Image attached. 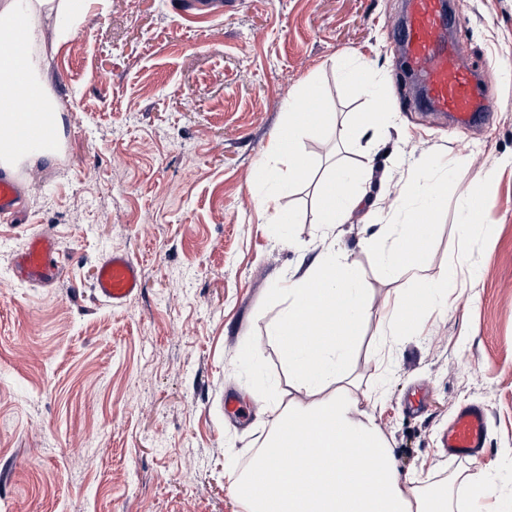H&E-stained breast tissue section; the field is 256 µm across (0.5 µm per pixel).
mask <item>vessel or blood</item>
Returning a JSON list of instances; mask_svg holds the SVG:
<instances>
[{
  "label": "vessel or blood",
  "mask_w": 512,
  "mask_h": 512,
  "mask_svg": "<svg viewBox=\"0 0 512 512\" xmlns=\"http://www.w3.org/2000/svg\"><path fill=\"white\" fill-rule=\"evenodd\" d=\"M407 19L398 36L406 66L421 79L426 99L433 110L449 115L460 126L472 123L489 97L486 84L461 63L462 50L447 30L453 22L445 0H406ZM55 128L47 124L27 127L16 133V150L54 142ZM24 188L18 178L0 169V218L19 219L23 212ZM65 256L55 237L33 233L13 259L15 277L23 283L49 287L61 277ZM93 292L105 302L119 306L143 288L138 262L124 252L107 254L97 265ZM487 414L483 406L461 408L448 425L442 442L452 458H479L486 446Z\"/></svg>",
  "instance_id": "b4317fda"
}]
</instances>
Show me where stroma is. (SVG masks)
Instances as JSON below:
<instances>
[{
    "label": "stroma",
    "instance_id": "obj_1",
    "mask_svg": "<svg viewBox=\"0 0 512 512\" xmlns=\"http://www.w3.org/2000/svg\"><path fill=\"white\" fill-rule=\"evenodd\" d=\"M404 0H90L73 33L41 31L62 106L60 152L18 173L25 221L0 222V512H244L232 473L272 431L271 401H306L273 327L279 292L326 246L357 269L367 315L350 352L353 394L371 414L402 478L485 491L486 512L512 505V0H452L453 35L494 107L451 126L417 103L395 39ZM370 67L373 98L340 59ZM315 87L343 124L386 105L387 127L348 140L314 129L312 161L281 194L295 224L276 236L260 205L283 103ZM453 160L424 249L451 304L417 305L413 332L385 339L406 276L374 249L411 204L397 198L423 156ZM371 166L365 198L334 232L320 224L319 186L334 166ZM488 203L462 228L465 195ZM55 235L68 260L42 288L10 264L28 234ZM112 251L141 266L124 305L91 290ZM429 403H409L417 389ZM247 408L224 413L225 393ZM482 405L486 448L452 460L441 434Z\"/></svg>",
    "mask_w": 512,
    "mask_h": 512
}]
</instances>
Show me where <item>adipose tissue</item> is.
Instances as JSON below:
<instances>
[{
    "mask_svg": "<svg viewBox=\"0 0 512 512\" xmlns=\"http://www.w3.org/2000/svg\"><path fill=\"white\" fill-rule=\"evenodd\" d=\"M88 5L89 0H0V100L22 83L46 87L48 79L40 75L34 55L41 20L59 27L83 16ZM315 96L311 88L285 101L287 120L271 144L283 154L287 172L297 176L311 169L301 142L311 122L302 109ZM58 112L43 92L28 102L26 111L0 112V165L31 166L52 155L47 145L19 153L8 141L21 126ZM441 168L439 162L426 161L401 186V196L424 198L428 204L412 213L410 223L390 228V244L380 254L386 273H403L430 300L442 299L444 286L425 275L416 239L441 196L436 179ZM354 178L349 168H334L322 189V223H345L360 204L350 192ZM283 292L287 305L273 334L295 385L311 400L280 410L262 451L235 476L234 489L247 512H448L445 491L401 479L374 418L351 394L347 358L365 316L354 264L346 255L325 250Z\"/></svg>",
    "mask_w": 512,
    "mask_h": 512,
    "instance_id": "adipose-tissue-1",
    "label": "adipose tissue"
}]
</instances>
